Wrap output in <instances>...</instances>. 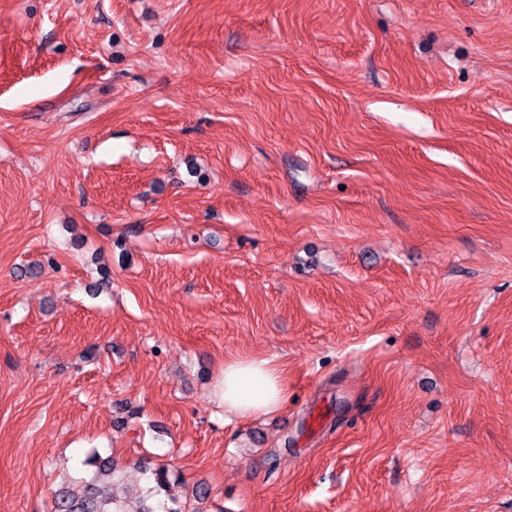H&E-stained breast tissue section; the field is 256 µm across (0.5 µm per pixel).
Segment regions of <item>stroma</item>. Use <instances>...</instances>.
I'll return each instance as SVG.
<instances>
[{
    "mask_svg": "<svg viewBox=\"0 0 512 512\" xmlns=\"http://www.w3.org/2000/svg\"><path fill=\"white\" fill-rule=\"evenodd\" d=\"M288 375L225 421L226 361ZM512 512V0H0V512ZM87 464L96 470L90 480H81L70 490L55 494L53 512H127L124 503L114 496L115 467L112 460L98 456Z\"/></svg>",
    "mask_w": 512,
    "mask_h": 512,
    "instance_id": "1",
    "label": "stroma"
}]
</instances>
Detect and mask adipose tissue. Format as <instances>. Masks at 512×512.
Returning a JSON list of instances; mask_svg holds the SVG:
<instances>
[{"instance_id":"1","label":"adipose tissue","mask_w":512,"mask_h":512,"mask_svg":"<svg viewBox=\"0 0 512 512\" xmlns=\"http://www.w3.org/2000/svg\"><path fill=\"white\" fill-rule=\"evenodd\" d=\"M220 390L225 415L240 418L277 411L288 400L283 368L265 358L226 362Z\"/></svg>"}]
</instances>
